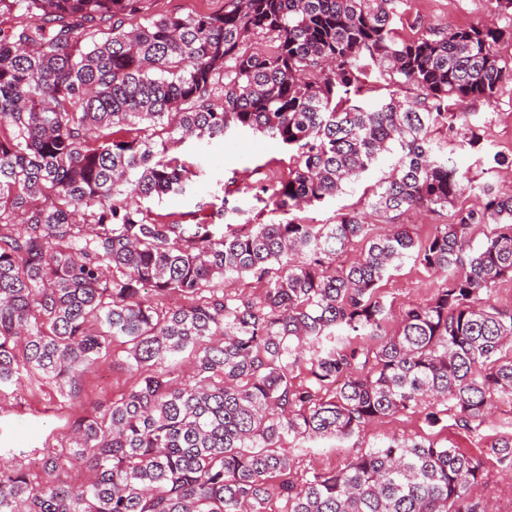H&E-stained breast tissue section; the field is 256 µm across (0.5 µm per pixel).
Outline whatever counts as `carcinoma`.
Returning <instances> with one entry per match:
<instances>
[{
  "mask_svg": "<svg viewBox=\"0 0 512 512\" xmlns=\"http://www.w3.org/2000/svg\"><path fill=\"white\" fill-rule=\"evenodd\" d=\"M140 2L0 0V15L29 16L0 29V388L73 396L119 340L135 376L40 470L0 464V512H489L471 495L482 465L461 448L393 438L297 479L285 444L419 410L431 427L451 418L476 432L512 404V309L489 303L512 277V194L482 188L425 238L404 224L374 235L354 212L183 224L140 201L187 190L171 144L249 129L296 150L270 195L277 210L338 195L395 150L370 208L445 211L466 185L430 133L457 123L480 146L448 101L512 83L498 52L512 32L426 27L402 40L397 0H229L221 14L125 27ZM260 37L270 50H247ZM372 76L392 91L366 107L356 97ZM357 241L359 258L336 265ZM406 258L452 286L389 335L378 284ZM244 275L261 296L212 286ZM171 292L185 303L163 306ZM185 352L195 375L177 385ZM492 452L512 469V435ZM77 465L88 476L72 483Z\"/></svg>",
  "mask_w": 512,
  "mask_h": 512,
  "instance_id": "1",
  "label": "carcinoma"
}]
</instances>
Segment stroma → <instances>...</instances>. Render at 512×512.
<instances>
[{
  "label": "stroma",
  "instance_id": "obj_1",
  "mask_svg": "<svg viewBox=\"0 0 512 512\" xmlns=\"http://www.w3.org/2000/svg\"><path fill=\"white\" fill-rule=\"evenodd\" d=\"M227 0H143L141 13L135 22L166 14L181 16L195 13L223 12ZM493 24L512 28V15L492 9L489 0H401L395 27L401 38L415 37L421 25L442 27L448 24ZM474 121L483 123L485 151L478 154L461 147L460 129L437 125L432 137L438 144L453 143L457 150L453 159L468 180L465 193L458 196L455 207L471 205L484 184L496 190L512 193V84H506L494 100L474 101L468 106ZM173 155L185 159L194 173L186 192L169 194L162 199L148 200L153 214L164 220H179L189 224L206 221L213 224H268L294 218L308 224H332L339 214L363 213L374 232L381 233L393 223L410 225L423 235L443 218L427 211H410L398 216L375 213L367 204L368 190L388 175L396 162L387 154L362 177L346 186L336 197L294 210L274 211L268 190L277 181L287 178L290 153L284 145L261 133L236 131L228 139L199 141L189 139L172 149ZM437 286L431 272L414 259L408 258L386 275L380 284V294L392 305L385 323L387 332L398 326L400 312L408 305L423 302ZM125 357L122 343H114L111 355L99 361L80 378L77 398L53 385L42 386L21 396L0 395V456L11 465L33 467L41 448L65 446L69 424L79 417L96 414L100 405L126 393L131 378L118 367ZM512 436V407L503 405L479 433L470 434L457 427H429L423 413H401L376 421L361 435L347 440H320L308 443L299 453L298 472L311 467L332 469L347 457L390 437H414L448 440L467 449L488 473L485 483L475 486L477 498L492 500L500 512L512 505V482L508 481L491 450L498 439Z\"/></svg>",
  "mask_w": 512,
  "mask_h": 512
}]
</instances>
